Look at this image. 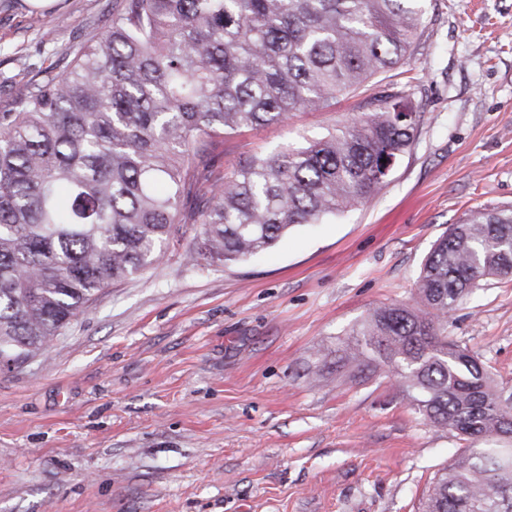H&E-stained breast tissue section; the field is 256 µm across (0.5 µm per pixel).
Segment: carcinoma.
Masks as SVG:
<instances>
[{
    "label": "carcinoma",
    "instance_id": "1",
    "mask_svg": "<svg viewBox=\"0 0 512 512\" xmlns=\"http://www.w3.org/2000/svg\"><path fill=\"white\" fill-rule=\"evenodd\" d=\"M424 0H112L71 63L0 110V355L46 352L104 288L159 263L175 225L190 261L232 263L379 193L414 145L404 92L321 138L214 169L215 139L325 107L406 64ZM512 275V210L434 245L412 304L369 311L349 342L396 373L457 449L419 512H512V405L491 366L440 332L483 280Z\"/></svg>",
    "mask_w": 512,
    "mask_h": 512
}]
</instances>
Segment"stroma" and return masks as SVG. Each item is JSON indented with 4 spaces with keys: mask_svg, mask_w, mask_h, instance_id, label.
I'll return each instance as SVG.
<instances>
[{
    "mask_svg": "<svg viewBox=\"0 0 512 512\" xmlns=\"http://www.w3.org/2000/svg\"><path fill=\"white\" fill-rule=\"evenodd\" d=\"M425 6L408 64L214 146L229 173L402 90L419 131L376 197L229 266L192 265L197 228L180 225L157 268L0 368V512H418L461 442L383 366L352 377L346 343L371 309L411 301L448 226L512 210V0ZM111 12L0 0V108ZM441 329L512 393V276L481 282Z\"/></svg>",
    "mask_w": 512,
    "mask_h": 512,
    "instance_id": "35a3bbf8",
    "label": "stroma"
}]
</instances>
